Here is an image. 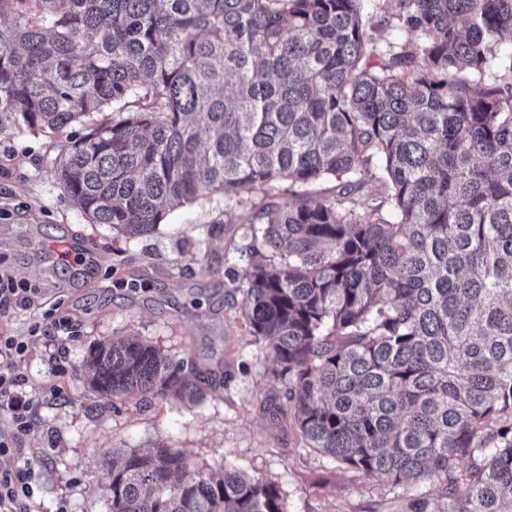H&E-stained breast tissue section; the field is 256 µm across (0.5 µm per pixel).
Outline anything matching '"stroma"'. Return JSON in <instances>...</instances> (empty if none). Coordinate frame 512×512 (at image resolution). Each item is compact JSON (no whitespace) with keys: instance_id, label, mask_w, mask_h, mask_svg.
Listing matches in <instances>:
<instances>
[{"instance_id":"obj_1","label":"stroma","mask_w":512,"mask_h":512,"mask_svg":"<svg viewBox=\"0 0 512 512\" xmlns=\"http://www.w3.org/2000/svg\"><path fill=\"white\" fill-rule=\"evenodd\" d=\"M399 12V0H365L367 31L380 50L418 44ZM58 152L56 139L40 134L0 135V273L38 290L31 309L0 315V331L26 335L33 322L58 314L76 330L51 344L29 337L14 364L33 404L26 432L17 434L0 410V439L22 436L36 453L40 512H56L62 499L68 512H109L105 457L158 443L184 452L190 465L229 463L278 483L288 512H403L399 493L310 452L291 419L267 408L281 385L265 341L248 332L233 284L253 245L251 200L232 191L200 199L171 209L151 236L129 240L89 223L64 195L53 172ZM64 250L78 251L79 263L63 266ZM132 280L133 291L125 287ZM126 336L195 366L204 398L143 406L98 396L83 357Z\"/></svg>"}]
</instances>
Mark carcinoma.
<instances>
[{
	"label": "carcinoma",
	"instance_id": "cac0c4a2",
	"mask_svg": "<svg viewBox=\"0 0 512 512\" xmlns=\"http://www.w3.org/2000/svg\"><path fill=\"white\" fill-rule=\"evenodd\" d=\"M401 8L420 45L372 65L364 0H0V134L65 136L60 188L128 239L261 193L235 290L276 411L342 467L429 484L438 506L405 512H512V0ZM373 180L384 212L353 199ZM83 366L103 396H204L137 338ZM106 463L111 512H287L276 483L163 444ZM335 182L332 180H326L323 182H320L318 184L299 188L297 186L290 188L288 183L281 182L276 185L275 193L280 194L282 196H290L294 192H303L306 191L311 195L312 197L319 198V197H326L331 196L335 193L334 190Z\"/></svg>",
	"mask_w": 512,
	"mask_h": 512
}]
</instances>
